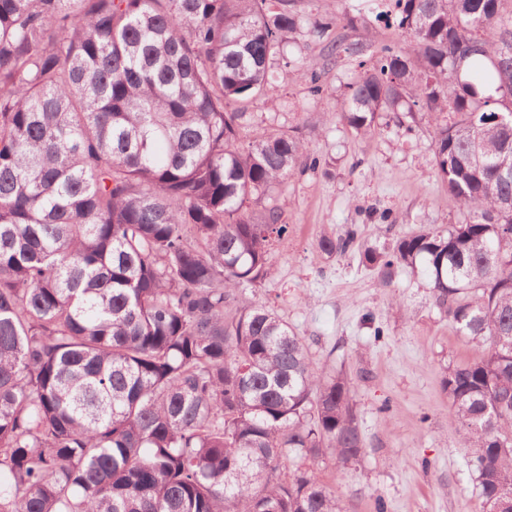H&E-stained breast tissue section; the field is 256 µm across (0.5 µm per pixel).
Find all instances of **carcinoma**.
Here are the masks:
<instances>
[{
	"label": "carcinoma",
	"mask_w": 512,
	"mask_h": 512,
	"mask_svg": "<svg viewBox=\"0 0 512 512\" xmlns=\"http://www.w3.org/2000/svg\"><path fill=\"white\" fill-rule=\"evenodd\" d=\"M296 0H0V512H342L292 458L365 441L347 376L311 366L272 309L282 211L250 204L315 171L294 129L239 146ZM403 48L359 59L340 117L435 120L437 174L464 214L362 261L383 285L422 267L436 306L483 347L443 388L482 512H512V0H361ZM359 230L325 234L345 256Z\"/></svg>",
	"instance_id": "carcinoma-1"
}]
</instances>
